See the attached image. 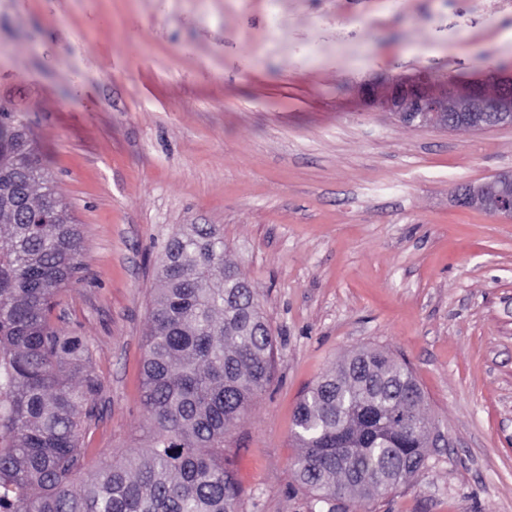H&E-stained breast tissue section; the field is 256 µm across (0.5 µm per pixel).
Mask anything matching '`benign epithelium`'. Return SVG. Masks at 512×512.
<instances>
[{"label":"benign epithelium","instance_id":"1","mask_svg":"<svg viewBox=\"0 0 512 512\" xmlns=\"http://www.w3.org/2000/svg\"><path fill=\"white\" fill-rule=\"evenodd\" d=\"M377 102L408 124L426 126L430 114L441 113L446 116L443 128L451 131L463 113H512V82L454 86L434 85L423 79L397 81L377 96ZM455 200L463 207L512 220V172L499 174L489 185L465 186L455 192Z\"/></svg>","mask_w":512,"mask_h":512}]
</instances>
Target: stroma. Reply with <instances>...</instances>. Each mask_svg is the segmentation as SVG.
Listing matches in <instances>:
<instances>
[{
	"label": "stroma",
	"instance_id": "obj_1",
	"mask_svg": "<svg viewBox=\"0 0 512 512\" xmlns=\"http://www.w3.org/2000/svg\"><path fill=\"white\" fill-rule=\"evenodd\" d=\"M512 0H0V113L81 224L65 320L105 385L99 459L144 447L155 267L220 229L277 339L227 437L241 512H313L293 415L351 350L406 359L435 432L418 477L333 512H512V220L459 206L512 171V125L407 126L371 90L512 78Z\"/></svg>",
	"mask_w": 512,
	"mask_h": 512
}]
</instances>
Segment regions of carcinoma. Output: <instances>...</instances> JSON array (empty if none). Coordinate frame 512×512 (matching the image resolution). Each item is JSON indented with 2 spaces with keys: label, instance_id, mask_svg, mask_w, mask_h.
<instances>
[{
  "label": "carcinoma",
  "instance_id": "1",
  "mask_svg": "<svg viewBox=\"0 0 512 512\" xmlns=\"http://www.w3.org/2000/svg\"><path fill=\"white\" fill-rule=\"evenodd\" d=\"M83 258L26 127L0 121V512H240L224 438L271 385L276 338L224 236L188 224L167 241L140 373L148 443L85 477L104 387L89 340L54 324ZM294 426V475L317 503L373 504L425 465L424 392L382 349L343 357Z\"/></svg>",
  "mask_w": 512,
  "mask_h": 512
}]
</instances>
